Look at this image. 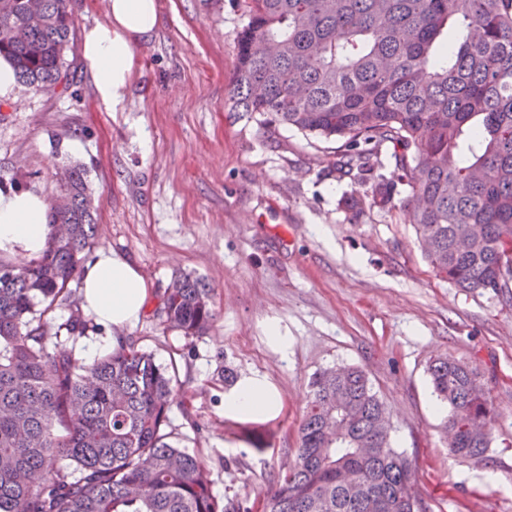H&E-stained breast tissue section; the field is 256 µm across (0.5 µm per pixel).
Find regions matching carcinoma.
<instances>
[{
    "instance_id": "cac0c4a2",
    "label": "carcinoma",
    "mask_w": 512,
    "mask_h": 512,
    "mask_svg": "<svg viewBox=\"0 0 512 512\" xmlns=\"http://www.w3.org/2000/svg\"><path fill=\"white\" fill-rule=\"evenodd\" d=\"M71 0H41L40 25L25 0H0V55L37 91L69 82L75 37ZM236 34L231 111L269 116L340 143L336 170L370 185L351 210L385 207L406 187L425 256L464 290L504 292L501 256L512 245V0H245ZM462 39L435 56L454 26ZM475 146L464 156L459 141ZM391 150L385 175L382 148ZM67 204L37 257H0V512H240L212 492L197 454L171 441L176 371L123 340L84 365L47 326L96 244L88 170L69 167ZM158 313L168 328L200 336L216 318L213 290L174 276ZM81 336L87 320L65 323ZM434 392L449 408L455 456L489 446L495 416L474 368L437 358ZM384 403L357 367L313 374L296 463L277 483L271 512H420L409 499L411 460L378 430ZM361 448H376L366 456ZM70 461L73 472L56 466Z\"/></svg>"
}]
</instances>
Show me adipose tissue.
<instances>
[{"label": "adipose tissue", "instance_id": "adipose-tissue-1", "mask_svg": "<svg viewBox=\"0 0 512 512\" xmlns=\"http://www.w3.org/2000/svg\"><path fill=\"white\" fill-rule=\"evenodd\" d=\"M158 24L157 0H108V19L85 28L82 53L100 101L111 110L123 104L133 70V48L148 41ZM52 231L42 189L0 193V252L8 256L40 253ZM82 304L98 320L120 331L135 325L147 308L151 283L126 257L99 252L81 275ZM276 389L247 378L224 396L234 415L274 411Z\"/></svg>", "mask_w": 512, "mask_h": 512}]
</instances>
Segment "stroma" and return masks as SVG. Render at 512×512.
I'll return each instance as SVG.
<instances>
[{"instance_id": "obj_1", "label": "stroma", "mask_w": 512, "mask_h": 512, "mask_svg": "<svg viewBox=\"0 0 512 512\" xmlns=\"http://www.w3.org/2000/svg\"><path fill=\"white\" fill-rule=\"evenodd\" d=\"M158 2L122 110L98 99L77 42L65 53L68 89L22 84L14 101L0 100V177L50 198L56 166L89 169L98 250L128 257L152 284L146 313L122 336L176 365L180 447L202 455L218 499L262 512L295 461L312 374L355 366L387 407L424 512H512V306L436 275L406 191L353 214L334 142L233 115L241 0ZM179 273L214 290L217 318L204 335L183 336L155 313ZM271 324L287 350L272 344ZM436 357L476 368L495 406L481 457L448 450V414L427 371ZM225 369L266 379L280 409L225 413Z\"/></svg>"}]
</instances>
